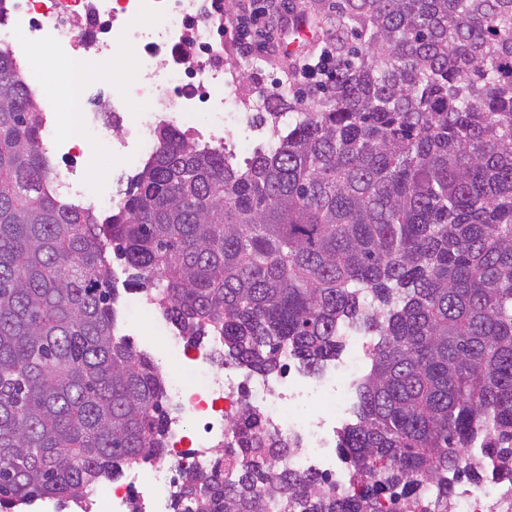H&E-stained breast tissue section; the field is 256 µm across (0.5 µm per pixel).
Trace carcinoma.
Wrapping results in <instances>:
<instances>
[{
  "label": "carcinoma",
  "instance_id": "carcinoma-1",
  "mask_svg": "<svg viewBox=\"0 0 512 512\" xmlns=\"http://www.w3.org/2000/svg\"><path fill=\"white\" fill-rule=\"evenodd\" d=\"M331 76L259 110L246 161L170 125L100 219L50 188L42 112L0 52V508L78 504L155 459L164 373L116 331L105 244L191 345L311 374L370 337L340 432L351 497L284 460L246 402L238 447L184 472L196 512H376L512 478V0H306ZM477 453L480 467L461 469Z\"/></svg>",
  "mask_w": 512,
  "mask_h": 512
}]
</instances>
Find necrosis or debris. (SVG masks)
<instances>
[{
  "mask_svg": "<svg viewBox=\"0 0 512 512\" xmlns=\"http://www.w3.org/2000/svg\"><path fill=\"white\" fill-rule=\"evenodd\" d=\"M224 0H0V51L20 69L47 119L40 138L45 157L81 156L82 141L97 144L119 166L152 160L159 125L170 124L225 155L240 157L251 146L249 113L240 111L238 85L248 62L224 63ZM124 46L117 55L116 46ZM53 58L48 71L37 54ZM111 63L134 76L94 82L79 89L82 140L66 132L69 118L43 88L68 73L76 57ZM55 193L92 198L94 208L119 206L108 180L88 195L83 172L56 178ZM123 336L167 372L165 394L178 415L168 426L163 453L151 464L99 484L88 495L90 512H188L181 473L207 471L212 438L234 440L233 424L244 403L256 406L265 430L297 441L288 468L312 471L338 493L352 494L357 481L343 465L337 437L354 414V397L369 366L370 343L357 333L344 338V352L318 376L291 366L256 380H242L232 366L216 367L212 346H187L169 322L141 297L120 307ZM451 512H512V485L495 481L475 490L457 487Z\"/></svg>",
  "mask_w": 512,
  "mask_h": 512,
  "instance_id": "obj_1",
  "label": "necrosis or debris"
}]
</instances>
